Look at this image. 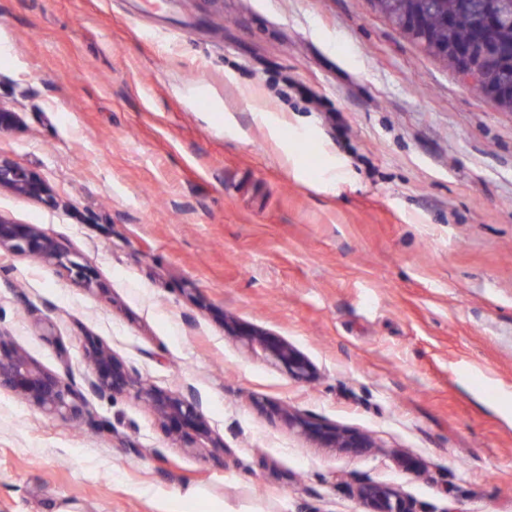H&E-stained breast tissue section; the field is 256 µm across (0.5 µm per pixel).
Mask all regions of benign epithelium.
<instances>
[{
    "label": "benign epithelium",
    "mask_w": 512,
    "mask_h": 512,
    "mask_svg": "<svg viewBox=\"0 0 512 512\" xmlns=\"http://www.w3.org/2000/svg\"><path fill=\"white\" fill-rule=\"evenodd\" d=\"M424 12L412 11L404 15L401 29L420 46L435 56L456 62L459 75L468 83L488 72L507 73V61L512 57L509 44L497 35L502 20L500 16H477L476 25L480 34L474 43L455 45L436 43L432 32L423 22ZM486 96L499 108L512 110V78L487 85ZM0 190L9 191L25 198H36L47 204L53 196L46 184L34 173L21 165L0 157ZM0 249L26 254L46 262L55 261L63 265L73 280L88 288L93 283L89 269L76 254H66L53 237L33 224H16L0 216ZM245 344L259 347L265 355L281 365L296 381L307 382L313 375L312 364L287 341L268 332L253 331L245 334ZM88 373L84 385L78 387L61 376L45 370L23 349L15 346L7 333L0 329V390H6L33 404L45 413L63 418H81L96 431L104 429L86 409L85 393H122L134 391L155 414L160 423L187 422L196 437L184 442L193 444L196 438L211 440L212 447L220 444L210 439L203 406L191 388L176 392L155 390L143 384L131 373L111 350L94 342L85 348ZM288 424L299 435L318 439L332 448H347L352 452H363L376 447L368 436L356 434L336 427H324L290 409L284 410ZM359 498L366 504L368 512H413L405 501L398 498L387 486L365 483L358 489Z\"/></svg>",
    "instance_id": "benign-epithelium-1"
}]
</instances>
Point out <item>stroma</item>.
Returning a JSON list of instances; mask_svg holds the SVG:
<instances>
[{"label":"stroma","instance_id":"1","mask_svg":"<svg viewBox=\"0 0 512 512\" xmlns=\"http://www.w3.org/2000/svg\"><path fill=\"white\" fill-rule=\"evenodd\" d=\"M0 191L96 281L0 251V329L74 384L96 341L193 387L216 448L134 392L95 433L0 391V512H512V112L368 0H0ZM272 332L292 379L224 326ZM370 436L306 440L284 409ZM0 190L25 198L40 199L47 204L53 203L50 190L40 178L21 165L2 157H0ZM242 336H245L247 346L259 347L269 359L281 365L294 380L307 382L313 377L312 364L287 341L263 331H253ZM358 496L366 504L368 512H414L383 484L365 483L359 487ZM201 502L202 495L199 489H180L165 500L160 512H192Z\"/></svg>","mask_w":512,"mask_h":512}]
</instances>
